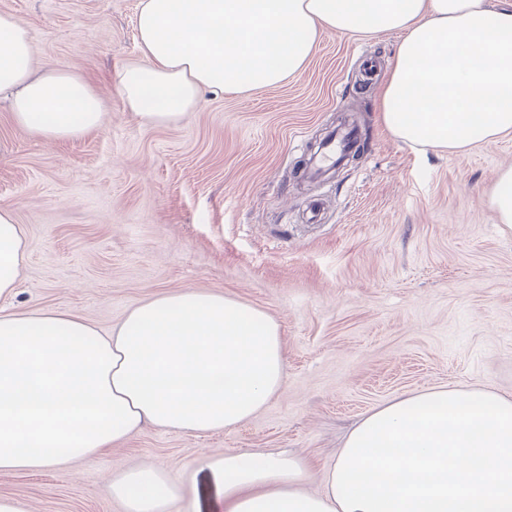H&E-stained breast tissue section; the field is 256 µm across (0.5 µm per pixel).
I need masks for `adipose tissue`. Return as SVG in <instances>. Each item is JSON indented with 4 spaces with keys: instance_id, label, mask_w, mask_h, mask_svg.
<instances>
[{
    "instance_id": "obj_1",
    "label": "adipose tissue",
    "mask_w": 512,
    "mask_h": 512,
    "mask_svg": "<svg viewBox=\"0 0 512 512\" xmlns=\"http://www.w3.org/2000/svg\"><path fill=\"white\" fill-rule=\"evenodd\" d=\"M142 61L119 75L126 109L150 125L195 111L202 92L250 93L301 72L322 32H403L383 86L387 128L414 148L451 152L512 134V0H141ZM47 142L98 130L91 83L38 64L29 27L0 12V99ZM25 234L0 205V298L14 295ZM277 323L203 288L133 306L104 336L42 309L0 315V471L92 463L150 424L231 429L283 384ZM308 460L209 454L183 473L112 476L125 512H512V395L431 387L368 413L308 490Z\"/></svg>"
}]
</instances>
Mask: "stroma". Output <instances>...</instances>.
Returning <instances> with one entry per match:
<instances>
[{
  "instance_id": "obj_1",
  "label": "stroma",
  "mask_w": 512,
  "mask_h": 512,
  "mask_svg": "<svg viewBox=\"0 0 512 512\" xmlns=\"http://www.w3.org/2000/svg\"><path fill=\"white\" fill-rule=\"evenodd\" d=\"M139 0H0L29 23L37 61L84 75L108 108L101 129L45 144L0 105V205L27 241L0 314L51 308L109 334L140 301L204 288L280 328V391L240 426H151L91 464L0 472L28 512H124L113 472L174 474L204 453L305 455L308 487L368 412L434 386L512 395V229L490 205L512 135L462 153L411 148L384 125L383 87L358 58L390 63L403 38L324 32L305 69L259 92L204 94L172 126L128 112L115 75L138 62ZM346 116L367 147L327 180L300 163ZM320 201L321 221L306 212Z\"/></svg>"
}]
</instances>
